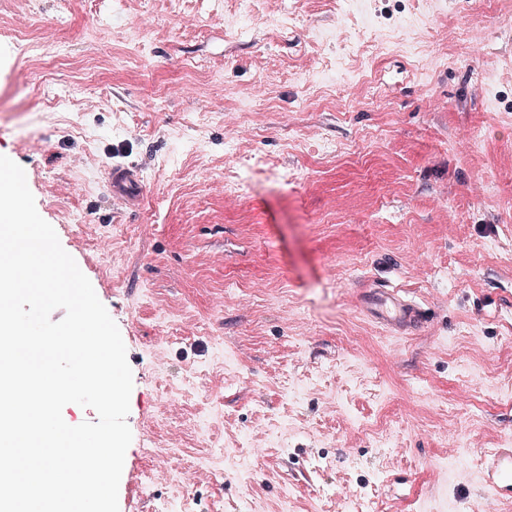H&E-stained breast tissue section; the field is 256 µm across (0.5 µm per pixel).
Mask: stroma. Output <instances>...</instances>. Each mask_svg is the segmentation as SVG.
<instances>
[{"mask_svg": "<svg viewBox=\"0 0 512 512\" xmlns=\"http://www.w3.org/2000/svg\"><path fill=\"white\" fill-rule=\"evenodd\" d=\"M259 8L0 0V155L127 349L119 512H512V0ZM422 15L425 57L348 68ZM45 25L62 56L25 53ZM378 287L426 322L374 319ZM137 184L138 178L133 168L116 170L112 175L113 204L129 201Z\"/></svg>", "mask_w": 512, "mask_h": 512, "instance_id": "35a3bbf8", "label": "stroma"}]
</instances>
